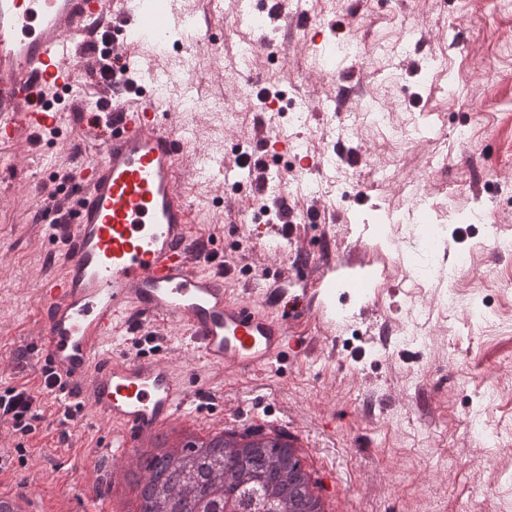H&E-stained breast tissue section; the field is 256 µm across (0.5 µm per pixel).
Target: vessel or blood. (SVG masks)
Returning <instances> with one entry per match:
<instances>
[{"instance_id":"b4317fda","label":"vessel or blood","mask_w":512,"mask_h":512,"mask_svg":"<svg viewBox=\"0 0 512 512\" xmlns=\"http://www.w3.org/2000/svg\"><path fill=\"white\" fill-rule=\"evenodd\" d=\"M220 2L205 0L198 22L171 0H0V145L56 126L46 105L82 96L89 47L107 41L117 70L132 48L158 50L172 30L191 48L207 46ZM91 82L106 111L77 114L66 141L93 143L101 157L76 168L78 189L63 204L45 206L55 268L36 284V342L25 359L0 356V374L54 377L60 410L88 409L111 424L98 444L105 456L129 453L192 404L165 357L115 350L114 336L133 342L174 320L215 373L261 370L315 311L325 278L274 285L272 313L236 299L212 266L213 239L193 232L184 144L166 129L156 95L123 99L108 81Z\"/></svg>"}]
</instances>
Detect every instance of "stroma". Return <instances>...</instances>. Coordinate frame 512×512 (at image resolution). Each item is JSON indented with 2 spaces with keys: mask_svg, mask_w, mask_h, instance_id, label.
Masks as SVG:
<instances>
[{
  "mask_svg": "<svg viewBox=\"0 0 512 512\" xmlns=\"http://www.w3.org/2000/svg\"><path fill=\"white\" fill-rule=\"evenodd\" d=\"M311 23L300 43L276 57L263 47L274 29L267 23L224 38L216 58L188 66L180 33L164 53L142 57L129 76L147 86L153 72L176 79L167 99L179 102L186 86L220 89L221 78L250 71L255 94L280 91L310 101L313 92L373 85L364 57L347 58L344 77L321 72L303 39L315 34L321 47L362 39L366 20L377 37L393 44L386 64L401 95L383 104L417 123L413 144L389 150L386 133L364 115L340 119L309 112L304 124L292 114L274 112L266 120L275 136L303 143L287 156L300 178L287 191L295 205L294 232L284 235L274 216L260 213L247 168L224 188L196 176L198 152L233 160L238 148L263 153L253 138V116L246 101L229 89L239 112L229 123L213 112H170L166 125L187 131L194 142L180 165L183 188L198 215V228L214 239L216 261L235 260L227 284L236 297L263 306L270 284L294 279L302 254L326 249L337 267L339 287L325 292L335 325L306 322L295 348L265 372L215 375L188 342L183 329L166 324L164 336L145 339L143 352H158L187 373L198 396L202 423L224 422L237 429L275 425L298 439L320 485L335 502V512H512V441L495 446L476 440L471 424L492 433L512 429V15L501 0H315ZM423 18L432 41L400 33L397 15ZM454 40L448 71L428 76L429 56L440 35ZM452 94H444V87ZM85 99L60 104L55 134L31 133L0 147V353L11 354L30 342L37 305V279L52 261V246L41 235L40 212L59 184L86 154L65 141L74 113ZM447 176L432 177L439 159ZM375 182L372 190L362 181ZM425 182L418 196L401 184ZM232 198L238 221H224V200ZM315 207L317 220L306 209ZM426 211L442 224L449 255H472L494 275L482 282L473 271L448 281L438 269L427 280L405 278L403 256L422 233L412 222ZM358 250L381 287L359 297L343 288L351 272L341 262ZM457 284L460 303L453 313L437 302ZM424 303L419 323L425 343L384 347L388 329L409 322L410 309ZM456 357H449V349ZM29 390L41 417L32 433L20 437L13 472L0 474V492L20 477H32L36 512H55L59 503L82 507L91 487L105 488L108 466L90 459L69 461L55 446V401L31 382L0 377V391Z\"/></svg>",
  "mask_w": 512,
  "mask_h": 512,
  "instance_id": "stroma-1",
  "label": "stroma"
}]
</instances>
